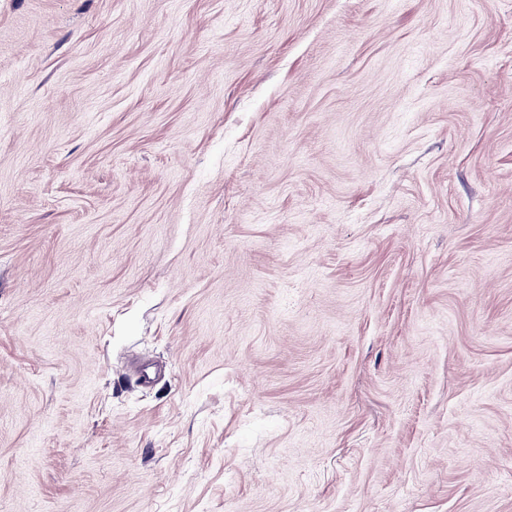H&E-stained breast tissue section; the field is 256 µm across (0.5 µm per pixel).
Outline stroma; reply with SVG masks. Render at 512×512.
Masks as SVG:
<instances>
[{
  "label": "stroma",
  "instance_id": "1",
  "mask_svg": "<svg viewBox=\"0 0 512 512\" xmlns=\"http://www.w3.org/2000/svg\"><path fill=\"white\" fill-rule=\"evenodd\" d=\"M0 512H512V0H0Z\"/></svg>",
  "mask_w": 512,
  "mask_h": 512
}]
</instances>
